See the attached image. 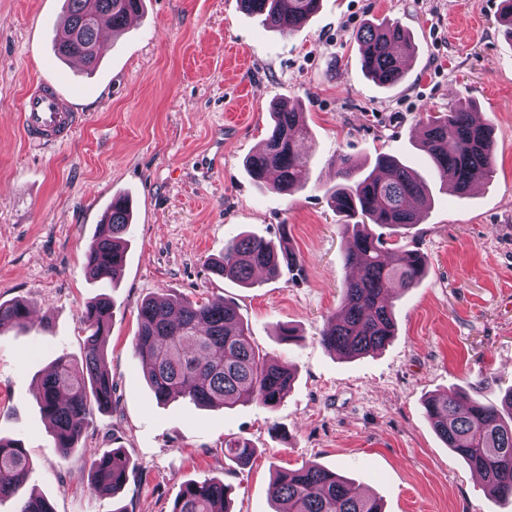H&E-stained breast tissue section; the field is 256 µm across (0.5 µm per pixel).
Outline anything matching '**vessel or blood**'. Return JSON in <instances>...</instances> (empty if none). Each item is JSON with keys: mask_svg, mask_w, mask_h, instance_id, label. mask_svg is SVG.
<instances>
[{"mask_svg": "<svg viewBox=\"0 0 512 512\" xmlns=\"http://www.w3.org/2000/svg\"><path fill=\"white\" fill-rule=\"evenodd\" d=\"M21 122L28 145L49 147L69 140L83 118L52 83L39 80L25 96Z\"/></svg>", "mask_w": 512, "mask_h": 512, "instance_id": "1", "label": "vessel or blood"}]
</instances>
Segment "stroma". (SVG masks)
Segmentation results:
<instances>
[{"label":"stroma","instance_id":"35a3bbf8","mask_svg":"<svg viewBox=\"0 0 512 512\" xmlns=\"http://www.w3.org/2000/svg\"><path fill=\"white\" fill-rule=\"evenodd\" d=\"M500 0H322L293 32L265 29L240 0H145L137 21L110 36L100 65L55 52L65 0H0V303L32 307L28 331L0 328V436L32 461L27 483L54 512H171L182 484L215 478L231 512H272L275 470L338 469L384 512H512L439 438L424 414L450 389L500 401L512 388V40ZM390 18L415 53L399 84L361 68L358 30ZM48 80L85 115L67 144H25L27 87ZM297 104L311 133L310 174L281 194L256 184L246 158L269 112ZM473 105L492 127L495 175L458 195L441 188L419 149L428 113ZM411 166L432 204L407 243L428 258L418 287L395 289L396 331L382 350L345 358L320 333L351 275L330 192L338 157L372 170L378 154ZM133 211L127 261L114 285L90 281L84 255L112 197ZM287 236L297 271L252 287L208 266L239 233ZM109 297L104 343L112 407L95 413L61 456L36 401L60 355L80 356V315ZM216 296L236 305L268 360L294 368L274 409L160 403L133 351L142 300ZM295 329L282 341L279 326ZM243 437L245 463L224 454ZM124 448L135 474L116 495L93 493L88 449Z\"/></svg>","mask_w":512,"mask_h":512}]
</instances>
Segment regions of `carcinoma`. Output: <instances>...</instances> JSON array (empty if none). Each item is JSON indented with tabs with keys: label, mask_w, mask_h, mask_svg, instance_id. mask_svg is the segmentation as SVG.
Returning <instances> with one entry per match:
<instances>
[{
	"label": "carcinoma",
	"mask_w": 512,
	"mask_h": 512,
	"mask_svg": "<svg viewBox=\"0 0 512 512\" xmlns=\"http://www.w3.org/2000/svg\"><path fill=\"white\" fill-rule=\"evenodd\" d=\"M67 11L55 50L64 58L77 57L88 70L98 66L99 32L106 26L121 32L143 0H66ZM264 27L279 31L301 28L320 9L321 0H240ZM361 63L368 77L381 86H393L404 76L415 52L407 30L385 18L364 25L356 34ZM263 147L246 160L247 172L259 184L289 194L309 177L310 157L302 143L307 131L296 108L278 104ZM421 151L445 186L459 194L475 181L494 173L491 129L467 106H455L427 119ZM338 176L331 201L343 221L345 264L358 270L344 288L336 318L322 330L321 344L330 352L353 358L382 349L394 336L392 289L414 288L424 276L427 256L405 244L389 261L388 242L373 227L400 235L420 223L431 198L424 179L390 155H380L375 170L364 173L350 159H338ZM132 210L124 196L112 198L105 223L98 225L85 253V270L96 281L110 283L126 262V236ZM297 258L284 239L276 241L249 234L224 245L212 259L211 272L242 285L253 284L255 271L269 277L294 270ZM30 305L24 301L0 303V328L26 327ZM112 302L100 298L86 305L80 322L85 336L79 359L62 355L41 377L37 402L52 426L56 447L66 457L76 447L94 412L112 407V377L104 367L100 337L109 329ZM135 355L146 369L150 388L159 401L187 398L195 404L230 408L239 402L274 409L284 400L294 380L292 369L269 362L252 346L236 306L222 297L205 303L184 300L141 302ZM425 416L437 435L469 467L482 474L491 493L512 497V389L497 405L457 392L430 396ZM255 448L237 437L224 442V453L246 462ZM93 489L114 493L126 485L134 470L119 448L103 453L89 450ZM31 470L20 443L0 437V502L15 499L14 512H54L50 502L26 494ZM231 488L212 478L182 485L171 512H230ZM276 512H383L379 499L355 493L338 471L305 463L278 471L269 487Z\"/></svg>",
	"instance_id": "carcinoma-1"
}]
</instances>
